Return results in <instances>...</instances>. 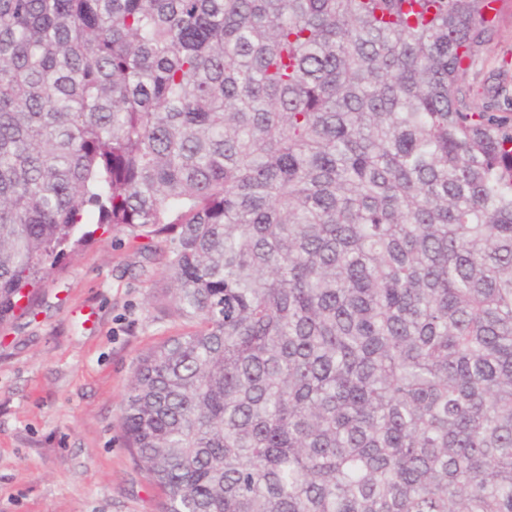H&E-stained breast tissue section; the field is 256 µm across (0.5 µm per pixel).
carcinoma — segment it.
<instances>
[{
  "label": "carcinoma",
  "instance_id": "carcinoma-1",
  "mask_svg": "<svg viewBox=\"0 0 512 512\" xmlns=\"http://www.w3.org/2000/svg\"><path fill=\"white\" fill-rule=\"evenodd\" d=\"M488 0H0V324L89 224L191 329L121 416L163 512H512Z\"/></svg>",
  "mask_w": 512,
  "mask_h": 512
}]
</instances>
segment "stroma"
<instances>
[{"mask_svg": "<svg viewBox=\"0 0 512 512\" xmlns=\"http://www.w3.org/2000/svg\"><path fill=\"white\" fill-rule=\"evenodd\" d=\"M463 65L471 106L512 113V12ZM166 248L96 226L0 327V512H160L120 415L139 357L186 329L160 303Z\"/></svg>", "mask_w": 512, "mask_h": 512, "instance_id": "obj_1", "label": "stroma"}]
</instances>
